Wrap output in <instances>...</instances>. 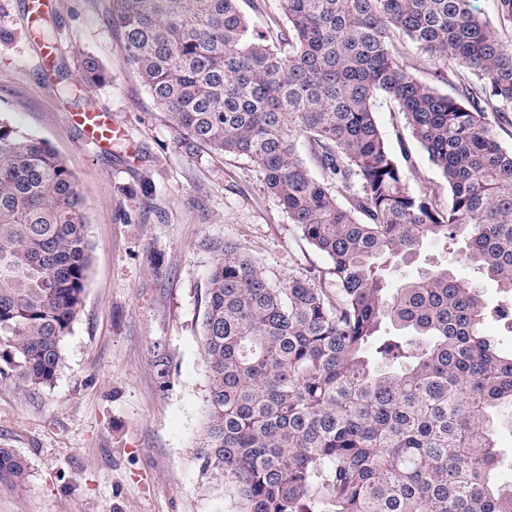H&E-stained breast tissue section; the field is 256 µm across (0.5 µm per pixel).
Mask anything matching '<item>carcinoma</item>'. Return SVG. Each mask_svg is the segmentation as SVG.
Masks as SVG:
<instances>
[{
    "label": "carcinoma",
    "instance_id": "1",
    "mask_svg": "<svg viewBox=\"0 0 512 512\" xmlns=\"http://www.w3.org/2000/svg\"><path fill=\"white\" fill-rule=\"evenodd\" d=\"M241 0H116L112 26L197 153L247 158L336 288L273 283L242 247L215 246L202 320L209 381L200 470L235 512H512V149L487 111L512 108V0H278L261 29ZM435 59L418 80L402 47ZM110 73L86 57L80 90ZM453 94H444L436 84ZM392 99L448 185L408 184L378 127ZM317 171H312L311 167ZM84 196L44 141L0 122V378L50 385L91 262ZM437 261L388 286L426 244ZM492 283L497 304L473 279ZM0 448V484L26 482Z\"/></svg>",
    "mask_w": 512,
    "mask_h": 512
}]
</instances>
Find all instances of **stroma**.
Segmentation results:
<instances>
[{
    "mask_svg": "<svg viewBox=\"0 0 512 512\" xmlns=\"http://www.w3.org/2000/svg\"><path fill=\"white\" fill-rule=\"evenodd\" d=\"M114 0H56L63 51L45 69L26 0H0V122L47 142L88 204L91 264L83 308L63 340L53 383L0 378V448L28 465L0 485V512H232L221 476L202 474L208 378L201 323L216 244L246 249L271 281L321 276L330 262L301 238L250 160L189 154L110 23ZM93 56L111 72L88 95L121 131L111 146L70 123L60 82ZM375 119L392 151L407 148L412 187H448L388 97ZM134 195H126V188Z\"/></svg>",
    "mask_w": 512,
    "mask_h": 512,
    "instance_id": "35a3bbf8",
    "label": "stroma"
}]
</instances>
